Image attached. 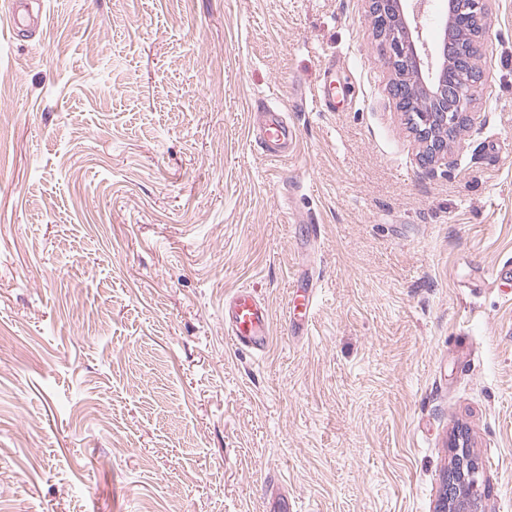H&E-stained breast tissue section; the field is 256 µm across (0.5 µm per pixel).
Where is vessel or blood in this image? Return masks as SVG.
Returning <instances> with one entry per match:
<instances>
[{
  "label": "vessel or blood",
  "mask_w": 512,
  "mask_h": 512,
  "mask_svg": "<svg viewBox=\"0 0 512 512\" xmlns=\"http://www.w3.org/2000/svg\"><path fill=\"white\" fill-rule=\"evenodd\" d=\"M31 0H0V10L10 20L11 35L23 34L30 15ZM258 141L267 156L275 162L287 161L293 155L294 130L283 112L268 106L257 110ZM315 294L293 296L289 311L298 316L302 326H309L314 315ZM228 323L227 337L236 349L264 350L268 343L270 316L268 309L245 289L238 290L224 304Z\"/></svg>",
  "instance_id": "b4317fda"
}]
</instances>
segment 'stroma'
Returning a JSON list of instances; mask_svg holds the SVG:
<instances>
[{
	"label": "stroma",
	"instance_id": "1",
	"mask_svg": "<svg viewBox=\"0 0 512 512\" xmlns=\"http://www.w3.org/2000/svg\"><path fill=\"white\" fill-rule=\"evenodd\" d=\"M43 2L0 26V512H437L460 427L512 512V0L434 170L368 0ZM258 141L266 155L275 162L293 156L294 130L284 112L261 105L257 110ZM224 321L228 322L227 337L236 349L264 350L269 339V311L250 291L238 290L224 303ZM289 311L294 317L299 316L300 326L307 329L313 319L315 309V293L313 290L306 292L301 296H292L290 300Z\"/></svg>",
	"mask_w": 512,
	"mask_h": 512
}]
</instances>
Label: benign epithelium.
<instances>
[{
  "mask_svg": "<svg viewBox=\"0 0 512 512\" xmlns=\"http://www.w3.org/2000/svg\"><path fill=\"white\" fill-rule=\"evenodd\" d=\"M369 2L376 39L395 72L390 92L421 145L422 165L454 166L450 148L471 124V105L485 80L477 52L478 38L490 18L489 0H448V32L436 67L407 22L404 0ZM451 448L453 459L439 512H483L480 465L466 431L454 434Z\"/></svg>",
  "mask_w": 512,
  "mask_h": 512,
  "instance_id": "1",
  "label": "benign epithelium"
}]
</instances>
